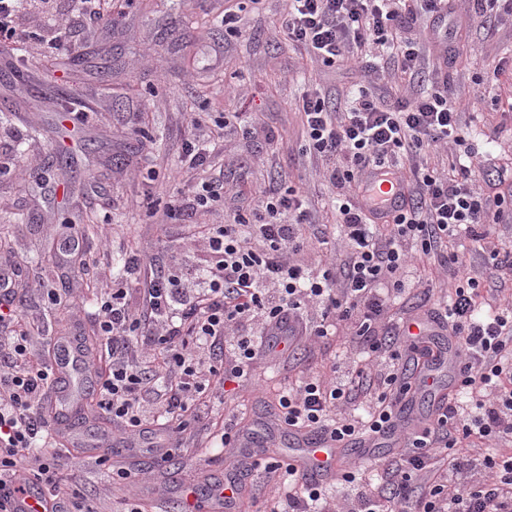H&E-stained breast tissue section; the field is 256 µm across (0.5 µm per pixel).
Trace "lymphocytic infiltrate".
I'll use <instances>...</instances> for the list:
<instances>
[{
  "label": "lymphocytic infiltrate",
  "mask_w": 512,
  "mask_h": 512,
  "mask_svg": "<svg viewBox=\"0 0 512 512\" xmlns=\"http://www.w3.org/2000/svg\"><path fill=\"white\" fill-rule=\"evenodd\" d=\"M56 11V0H0V42L21 41L25 8ZM453 0H289L279 26L313 61L375 69L386 52L402 74L418 79L422 57L413 35L418 22L440 24ZM447 85L406 97L360 88L347 112H333L325 93H307L299 106L308 149L336 197V219L346 256L312 264L301 255L308 227L319 217L300 190L269 186L256 204L227 224L205 225L202 266L150 278L141 308L126 302L129 280L140 279L144 258L132 255L123 278L100 297L98 316L108 368L98 376L101 404L121 423L126 438L146 426L166 429L173 416L207 414L208 396L246 377L253 360L269 350V336H332L341 322L357 326L359 343L384 354L406 325L382 328L390 293H401L411 259L437 260L457 278L446 300L426 312L455 336L461 367L455 392L438 418L408 436L400 455L375 484L343 472L342 504L304 479L286 460L263 467L274 493L265 512H512V452L488 453L490 442L512 443V307L478 310L489 282L512 281V250L490 245L493 225L512 223V203L483 192L485 164L461 122ZM449 147L461 162L442 171L428 162ZM396 173L406 209L379 215L365 204L366 170ZM470 233L482 254L481 277L467 270L451 241ZM151 328L149 346L139 343ZM30 332L0 339V512L14 486L34 480L49 493L52 512H94L79 491L56 474L58 458L45 454L33 478L21 475L39 433L31 411L44 395L47 372L38 364ZM398 363L352 369L329 380L306 379L278 395L276 418L341 439L388 426L401 402L393 388ZM471 405H464V396ZM364 404L360 416H340L338 405ZM481 456H474V449Z\"/></svg>",
  "instance_id": "1"
}]
</instances>
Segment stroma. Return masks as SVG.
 Returning a JSON list of instances; mask_svg holds the SVG:
<instances>
[{"label":"stroma","mask_w":512,"mask_h":512,"mask_svg":"<svg viewBox=\"0 0 512 512\" xmlns=\"http://www.w3.org/2000/svg\"><path fill=\"white\" fill-rule=\"evenodd\" d=\"M224 0H129L115 19L94 20L75 28L49 58L39 53L52 29L39 15L22 23L30 54L0 45V102L10 114L0 122V160L20 163L22 179H0V274L9 278L10 297L25 301L49 333L35 339L37 352L54 364L58 343L91 334L96 327L93 296L112 285V272L126 253L138 250L154 267H168L173 254L199 262L202 242L183 249L187 224H221L268 183L285 181L306 188L309 204L326 211L331 190L313 157L303 149L306 134L298 102L314 87L344 100L356 84L391 87L387 73L366 76L356 69L328 72L305 65L276 20L288 0H244L238 13L240 37L224 34ZM465 24L476 55H512V22L474 15L469 0H456L449 27ZM426 77H447L465 106L464 121L476 147L488 149L482 188L487 195H508L512 183L499 179L512 164V77L502 76L497 101L484 99L478 63H446L441 46L421 32ZM22 77H14V70ZM193 112H253L262 132L245 138L225 135L211 152L202 175L224 183V201L177 219L166 215L172 196L188 198V185L165 175L180 161L183 146L195 135ZM275 130L266 139L265 129ZM68 150L72 169L47 167L48 157ZM94 218L106 225L107 245L99 247L96 230L66 247V221ZM85 272H78V263ZM407 288L394 312L419 320L422 292L450 289L451 276L432 263L410 267ZM59 304H52L51 296ZM351 327L335 335L295 338L290 346L255 361L249 377L226 384L211 400V419L197 421L172 438L146 437L143 449L125 462L142 473L140 485L123 487L111 469L97 461L99 450L63 456L59 473L76 480L97 512H120L122 496L143 493L155 512H172L180 483L198 472L223 478L235 454L214 447L212 419L244 412L252 420L273 419L277 394L296 380L331 377L334 366L371 360L369 349L350 342ZM168 450L166 464L152 459L153 446Z\"/></svg>","instance_id":"obj_1"}]
</instances>
